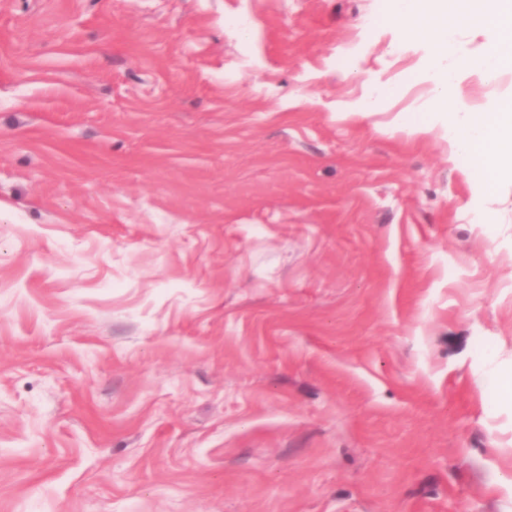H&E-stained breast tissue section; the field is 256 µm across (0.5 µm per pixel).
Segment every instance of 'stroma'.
Segmentation results:
<instances>
[{"instance_id":"1","label":"stroma","mask_w":512,"mask_h":512,"mask_svg":"<svg viewBox=\"0 0 512 512\" xmlns=\"http://www.w3.org/2000/svg\"><path fill=\"white\" fill-rule=\"evenodd\" d=\"M391 8L0 0V512H512V185Z\"/></svg>"}]
</instances>
